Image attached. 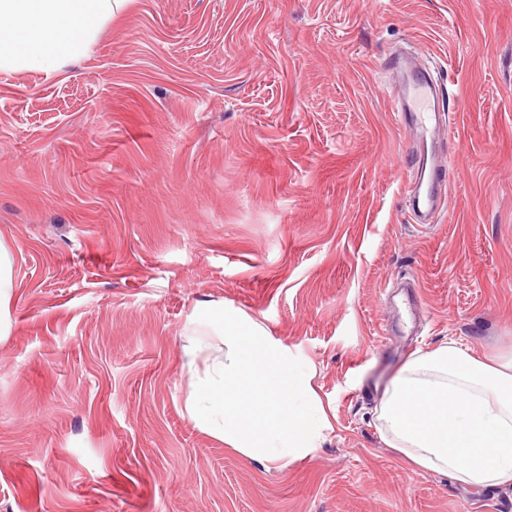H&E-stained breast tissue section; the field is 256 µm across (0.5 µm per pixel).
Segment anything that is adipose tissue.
Segmentation results:
<instances>
[{
    "instance_id": "ef3b65f1",
    "label": "adipose tissue",
    "mask_w": 512,
    "mask_h": 512,
    "mask_svg": "<svg viewBox=\"0 0 512 512\" xmlns=\"http://www.w3.org/2000/svg\"><path fill=\"white\" fill-rule=\"evenodd\" d=\"M128 0H0V71L47 74L86 57ZM183 410L243 457L286 467L329 421L306 368L260 321L213 301L184 326ZM385 443L412 466L474 486L512 483V358L448 343L409 358L378 411Z\"/></svg>"
}]
</instances>
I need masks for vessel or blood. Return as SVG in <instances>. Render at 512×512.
<instances>
[{
	"label": "vessel or blood",
	"mask_w": 512,
	"mask_h": 512,
	"mask_svg": "<svg viewBox=\"0 0 512 512\" xmlns=\"http://www.w3.org/2000/svg\"><path fill=\"white\" fill-rule=\"evenodd\" d=\"M389 68L401 79L387 88L391 109L411 132L413 146L404 152V166L414 174L403 189L413 222L437 218L447 203L448 156L440 148L451 136L447 109L430 76L411 61L392 58Z\"/></svg>",
	"instance_id": "obj_1"
}]
</instances>
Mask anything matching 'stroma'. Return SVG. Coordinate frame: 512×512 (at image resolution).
I'll return each mask as SVG.
<instances>
[{"instance_id":"35a3bbf8","label":"stroma","mask_w":512,"mask_h":512,"mask_svg":"<svg viewBox=\"0 0 512 512\" xmlns=\"http://www.w3.org/2000/svg\"><path fill=\"white\" fill-rule=\"evenodd\" d=\"M456 124L449 198L411 221L386 57ZM0 512H503L378 429L448 341L512 354V0H132L89 57L0 72ZM305 363L329 428L264 466L183 412L192 309ZM13 258L0 244V339L9 333L8 304L11 300Z\"/></svg>"}]
</instances>
